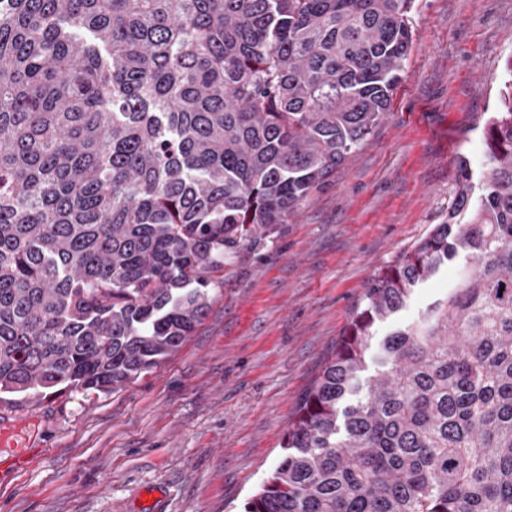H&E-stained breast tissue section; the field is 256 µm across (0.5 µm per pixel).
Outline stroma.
Listing matches in <instances>:
<instances>
[{
    "label": "stroma",
    "mask_w": 512,
    "mask_h": 512,
    "mask_svg": "<svg viewBox=\"0 0 512 512\" xmlns=\"http://www.w3.org/2000/svg\"><path fill=\"white\" fill-rule=\"evenodd\" d=\"M387 115L271 234L218 275L205 317L157 368L108 393L10 406L0 512H243L372 276L438 224L457 169L485 162L512 59V0H414ZM418 288L407 324L452 288Z\"/></svg>",
    "instance_id": "1"
}]
</instances>
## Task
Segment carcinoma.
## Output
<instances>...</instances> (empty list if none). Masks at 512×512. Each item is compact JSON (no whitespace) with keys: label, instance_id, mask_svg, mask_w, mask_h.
I'll list each match as a JSON object with an SVG mask.
<instances>
[{"label":"carcinoma","instance_id":"obj_1","mask_svg":"<svg viewBox=\"0 0 512 512\" xmlns=\"http://www.w3.org/2000/svg\"><path fill=\"white\" fill-rule=\"evenodd\" d=\"M413 2L0 0V394H106L176 351L383 119ZM508 71L485 165L371 278L244 512H512ZM456 276L457 268L448 266V270L443 269L434 279L418 288L407 307L397 317L395 324L404 325L416 319L429 304L443 297L448 289L454 286Z\"/></svg>","mask_w":512,"mask_h":512}]
</instances>
